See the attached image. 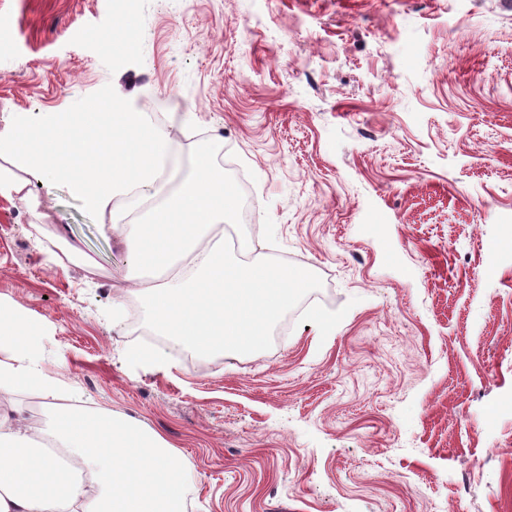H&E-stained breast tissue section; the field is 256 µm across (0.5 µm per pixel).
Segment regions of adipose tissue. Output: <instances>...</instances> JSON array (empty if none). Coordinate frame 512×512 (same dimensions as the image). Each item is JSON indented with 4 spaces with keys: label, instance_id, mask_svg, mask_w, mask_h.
I'll return each mask as SVG.
<instances>
[{
    "label": "adipose tissue",
    "instance_id": "ef3b65f1",
    "mask_svg": "<svg viewBox=\"0 0 512 512\" xmlns=\"http://www.w3.org/2000/svg\"><path fill=\"white\" fill-rule=\"evenodd\" d=\"M171 156L168 132L150 113L117 102L87 103L51 113L37 124L16 117L0 130V158L21 175L0 177V193H21L29 180L45 190L66 183L118 236L133 272L160 269L165 279L135 282L156 330L202 354L259 346L306 273L258 261L228 263L224 224L236 196L209 150H199L192 176L162 194L145 221L129 218L117 200H140ZM41 326L0 303V401L36 389L53 397L62 377L43 366ZM55 441L64 457L47 452ZM188 466L158 433L111 411L55 404L32 428L19 406L0 413V512H186Z\"/></svg>",
    "mask_w": 512,
    "mask_h": 512
}]
</instances>
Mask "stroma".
I'll list each match as a JSON object with an SVG mask.
<instances>
[{
	"label": "stroma",
	"instance_id": "35a3bbf8",
	"mask_svg": "<svg viewBox=\"0 0 512 512\" xmlns=\"http://www.w3.org/2000/svg\"><path fill=\"white\" fill-rule=\"evenodd\" d=\"M110 98L173 132L168 190L207 148L250 198L232 259L309 283L255 350L191 353L34 180L0 197V302L46 370L175 447L187 512H512V0H0V129Z\"/></svg>",
	"mask_w": 512,
	"mask_h": 512
}]
</instances>
